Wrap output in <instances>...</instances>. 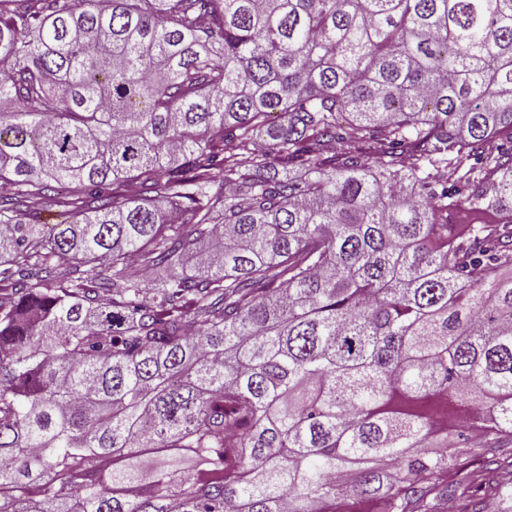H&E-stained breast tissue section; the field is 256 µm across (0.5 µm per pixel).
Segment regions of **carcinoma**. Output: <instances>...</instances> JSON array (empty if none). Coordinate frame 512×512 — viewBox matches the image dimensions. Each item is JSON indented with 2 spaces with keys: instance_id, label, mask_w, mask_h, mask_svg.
Masks as SVG:
<instances>
[{
  "instance_id": "cac0c4a2",
  "label": "carcinoma",
  "mask_w": 512,
  "mask_h": 512,
  "mask_svg": "<svg viewBox=\"0 0 512 512\" xmlns=\"http://www.w3.org/2000/svg\"><path fill=\"white\" fill-rule=\"evenodd\" d=\"M0 185V512L509 495L512 0H0Z\"/></svg>"
}]
</instances>
